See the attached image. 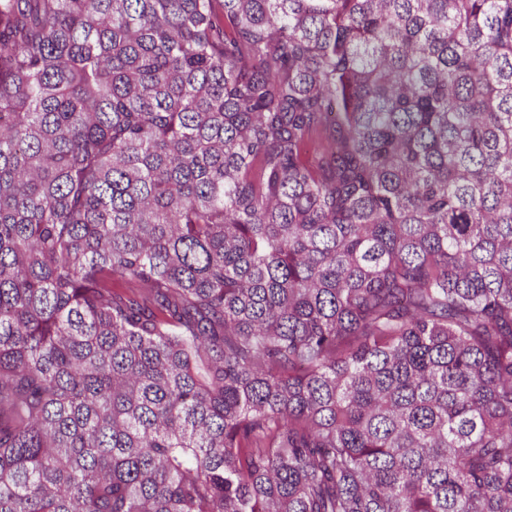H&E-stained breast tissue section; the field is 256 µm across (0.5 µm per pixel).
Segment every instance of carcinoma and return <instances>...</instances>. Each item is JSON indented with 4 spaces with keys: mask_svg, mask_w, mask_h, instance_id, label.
I'll use <instances>...</instances> for the list:
<instances>
[{
    "mask_svg": "<svg viewBox=\"0 0 512 512\" xmlns=\"http://www.w3.org/2000/svg\"><path fill=\"white\" fill-rule=\"evenodd\" d=\"M0 512H512V0H0Z\"/></svg>",
    "mask_w": 512,
    "mask_h": 512,
    "instance_id": "cac0c4a2",
    "label": "carcinoma"
}]
</instances>
